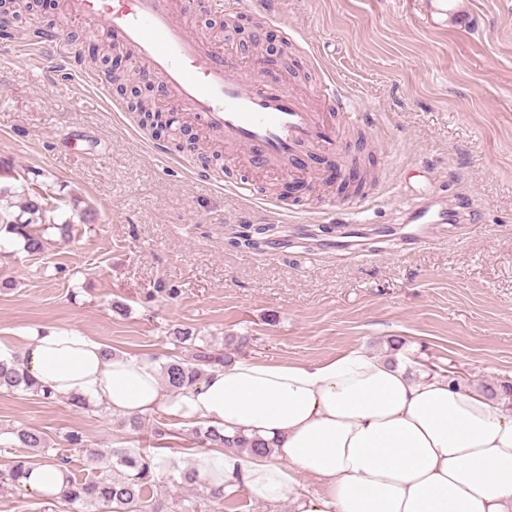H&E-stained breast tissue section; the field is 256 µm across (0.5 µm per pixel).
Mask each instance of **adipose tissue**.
I'll list each match as a JSON object with an SVG mask.
<instances>
[{"mask_svg":"<svg viewBox=\"0 0 512 512\" xmlns=\"http://www.w3.org/2000/svg\"><path fill=\"white\" fill-rule=\"evenodd\" d=\"M21 367L62 397L120 415H169L270 452L206 450L207 484L296 512H512V413L447 374L413 375L363 350L316 363L241 359L172 393L149 360L107 356L76 329L35 330Z\"/></svg>","mask_w":512,"mask_h":512,"instance_id":"obj_1","label":"adipose tissue"}]
</instances>
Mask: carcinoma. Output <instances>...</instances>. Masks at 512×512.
Returning <instances> with one entry per match:
<instances>
[{"label": "carcinoma", "mask_w": 512, "mask_h": 512, "mask_svg": "<svg viewBox=\"0 0 512 512\" xmlns=\"http://www.w3.org/2000/svg\"><path fill=\"white\" fill-rule=\"evenodd\" d=\"M131 108L144 115V119L153 125H160L162 113L153 110L147 98H138L131 102ZM24 204V212L30 218L8 219L0 215V232L17 238L23 244V250L29 255H38L45 247L44 234L55 230L60 238L70 236L71 226L65 224H35L36 215L45 211L44 197L32 190ZM224 364V356L209 350L206 345L195 349L192 360H178L163 364L162 374L166 387L179 392L198 383L205 369ZM30 391L45 399L54 395L50 389L30 376L19 364V358L12 361H0V391ZM193 433L199 443L215 448L234 451H247L264 455L268 453L265 444L245 436L227 439L215 428L199 426ZM12 437L4 443L6 448H29L38 452L40 462L52 463L62 471H68L69 458L53 452L45 435L33 428L21 427L11 431ZM86 459L101 474L91 480H77L66 476L65 485L58 496L64 504L76 512H163L161 503L150 494L153 472L166 465V459L147 453L130 452L125 449L94 448L85 451ZM35 463L16 460L8 468L0 471V496L8 495L21 487ZM224 500V489L206 488V493L193 498L182 505V512H208L214 504Z\"/></svg>", "instance_id": "cac0c4a2"}]
</instances>
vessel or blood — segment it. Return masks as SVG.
<instances>
[{
  "mask_svg": "<svg viewBox=\"0 0 512 512\" xmlns=\"http://www.w3.org/2000/svg\"><path fill=\"white\" fill-rule=\"evenodd\" d=\"M69 9L77 19L105 25L114 44L163 82L172 105L193 113L208 133L227 149L247 153L255 166L312 175L310 156L340 148L335 115L348 104L335 76L322 85L317 109L267 70L249 72L236 58L203 46L190 31L187 12H176L171 0H69ZM46 43L68 70L107 87V76L85 72L58 36ZM401 221L414 225L415 240L424 241L434 225L448 223V210L432 197L413 200Z\"/></svg>",
  "mask_w": 512,
  "mask_h": 512,
  "instance_id": "obj_1",
  "label": "vessel or blood"
}]
</instances>
